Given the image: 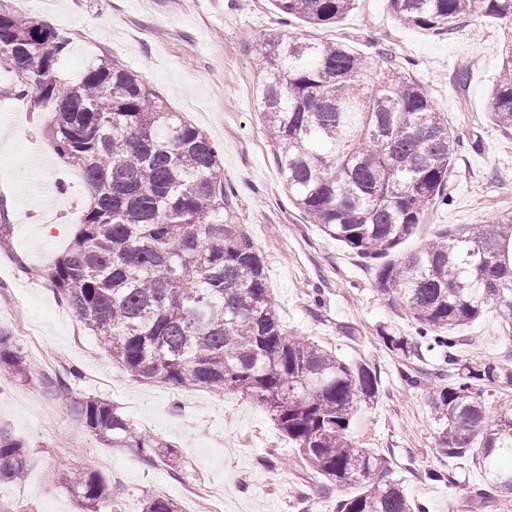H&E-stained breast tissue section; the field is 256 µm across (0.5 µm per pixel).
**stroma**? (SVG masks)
Returning <instances> with one entry per match:
<instances>
[{
    "label": "stroma",
    "instance_id": "1",
    "mask_svg": "<svg viewBox=\"0 0 512 512\" xmlns=\"http://www.w3.org/2000/svg\"><path fill=\"white\" fill-rule=\"evenodd\" d=\"M31 13L50 15L73 39L62 61L68 80L89 63L110 57L142 76L173 110L205 131L223 150L224 183L234 189L233 219L260 250L275 308L289 332L309 338L342 359L368 362L380 394L359 410L350 435L359 447L385 457L393 479L425 512H471L466 501L431 480L433 469H453L467 487H483V469L447 459L435 446L438 423L422 388L409 379L435 375L438 353L406 358L385 349L381 335L412 336L405 306L375 285L365 263L289 203L277 171V149L267 135L255 88L263 78L256 43L282 30L272 0H52ZM292 31L317 41H342L374 67L400 69L426 87L435 108L462 138L448 174L450 200L429 210L400 253L421 250L448 226L483 224L512 214V133L490 118L491 88L512 25L474 15L452 34L436 37L401 24L388 0H357L339 22ZM466 83H458L460 72ZM45 113L25 101L0 97V198L7 203V249L0 252V331L47 372L76 368L74 397L114 403L139 428L177 448L183 467L146 466L132 448L92 436L68 400L37 381L0 371V427L25 440L30 464L23 481L0 484V512H78L60 481L81 467L108 480L121 512H141L145 496L161 494L179 512H332L324 480L312 472L256 401L234 394L141 383L115 366L62 304L42 272L67 248L87 191L42 132ZM64 181V192L44 184ZM461 358L499 357L507 329L495 308L458 330Z\"/></svg>",
    "mask_w": 512,
    "mask_h": 512
}]
</instances>
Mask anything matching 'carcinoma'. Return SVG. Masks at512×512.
Segmentation results:
<instances>
[{"label": "carcinoma", "instance_id": "cac0c4a2", "mask_svg": "<svg viewBox=\"0 0 512 512\" xmlns=\"http://www.w3.org/2000/svg\"><path fill=\"white\" fill-rule=\"evenodd\" d=\"M404 24L451 33L480 13L512 21V0H388ZM283 14L311 25L338 22L355 0H275ZM71 38L0 0V69L13 75L0 96L49 112L52 150L91 191L68 250L44 276L57 296L136 381L237 393L263 406L302 459L328 486L356 485L333 512H415L390 478L386 460L348 436L351 419L380 392L368 363L352 364L283 326L267 286L261 252L228 213L219 149L172 111L141 77L111 60L82 78L61 77ZM265 70L256 88L278 172L291 202L329 237L376 266L379 290L407 302L417 336L382 337L404 357L440 354L431 403L440 423L436 447L485 470L472 503L512 505V336L502 357L464 361L455 330L498 308L512 329V215L469 229H446L416 253L387 259L448 204V169L460 137L427 90L395 68L373 69L345 43L300 33L259 38ZM492 120L512 131V48L490 94ZM24 380L31 364L0 332V367ZM43 387L69 398L74 414L114 448L172 470V445L139 430L114 404L71 398L63 377L40 372ZM24 440L0 428V482L28 468ZM65 488L80 512H120L97 473L71 470ZM143 512H178L160 494Z\"/></svg>", "mask_w": 512, "mask_h": 512}]
</instances>
